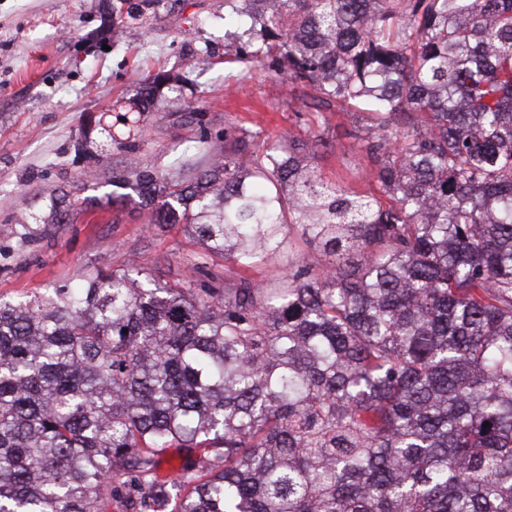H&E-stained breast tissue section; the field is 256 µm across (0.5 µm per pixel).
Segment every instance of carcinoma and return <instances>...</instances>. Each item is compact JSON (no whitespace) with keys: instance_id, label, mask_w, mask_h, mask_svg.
I'll use <instances>...</instances> for the list:
<instances>
[{"instance_id":"carcinoma-1","label":"carcinoma","mask_w":512,"mask_h":512,"mask_svg":"<svg viewBox=\"0 0 512 512\" xmlns=\"http://www.w3.org/2000/svg\"><path fill=\"white\" fill-rule=\"evenodd\" d=\"M224 5L227 62L369 113L378 189L324 179L313 131L112 174L242 270L290 224L327 263L0 301V512H512V0Z\"/></svg>"}]
</instances>
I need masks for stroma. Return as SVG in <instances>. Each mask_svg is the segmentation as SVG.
<instances>
[{
	"mask_svg": "<svg viewBox=\"0 0 512 512\" xmlns=\"http://www.w3.org/2000/svg\"><path fill=\"white\" fill-rule=\"evenodd\" d=\"M104 3L0 0V300L133 263L158 267L167 281L204 266L221 285L234 282L237 268L205 251L184 225L148 223L154 201L130 190L120 208L107 204L108 171L171 165L193 154L203 135L220 158L230 128L250 131L248 149L258 155L283 136L311 130L329 143L316 161L325 179L360 193L376 189L369 173L341 163L366 136V113L311 112L282 76H240L224 57V0H178L170 12L128 21L117 44ZM161 70L176 76L163 91L168 111L119 122L141 78ZM231 79L238 90L229 94ZM188 102L195 113H184ZM80 138L88 156L75 154ZM62 192L73 204L66 223H17L22 212L47 215L52 196ZM292 258L316 269L323 264L298 239L293 257L274 258L246 276L277 285Z\"/></svg>",
	"mask_w": 512,
	"mask_h": 512,
	"instance_id": "35a3bbf8",
	"label": "stroma"
}]
</instances>
